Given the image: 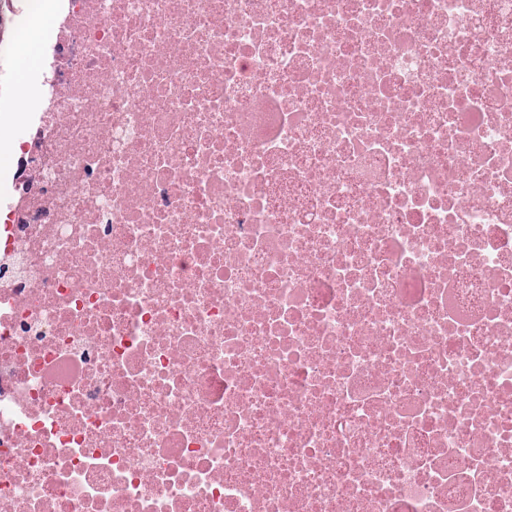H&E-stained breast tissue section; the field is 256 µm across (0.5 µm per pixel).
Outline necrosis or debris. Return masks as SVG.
Segmentation results:
<instances>
[{
  "mask_svg": "<svg viewBox=\"0 0 512 512\" xmlns=\"http://www.w3.org/2000/svg\"><path fill=\"white\" fill-rule=\"evenodd\" d=\"M0 212V512H512V0H62Z\"/></svg>",
  "mask_w": 512,
  "mask_h": 512,
  "instance_id": "1",
  "label": "necrosis or debris"
}]
</instances>
